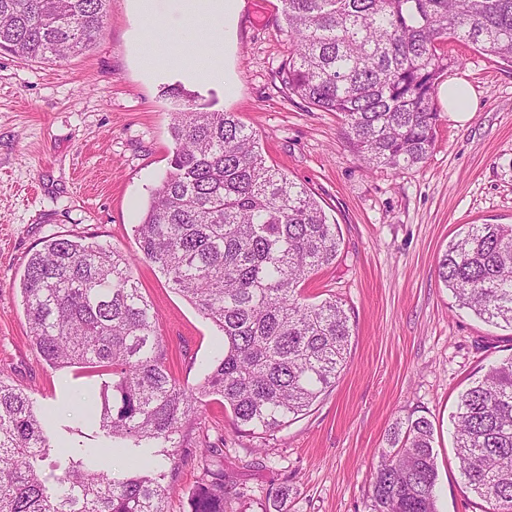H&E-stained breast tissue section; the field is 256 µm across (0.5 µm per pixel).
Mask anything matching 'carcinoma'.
<instances>
[{"mask_svg": "<svg viewBox=\"0 0 512 512\" xmlns=\"http://www.w3.org/2000/svg\"><path fill=\"white\" fill-rule=\"evenodd\" d=\"M107 0H0V51L49 60L87 51ZM293 50L280 74L296 96L341 117L357 159L401 169L434 149L433 95L451 59L471 44L512 64V0H283ZM172 113L170 169L134 235L143 258L222 332L195 387L166 365L153 305L121 252L87 237H52L20 283L43 361L99 369L100 404L85 415L94 448L62 447L33 399L0 379V512H167V465L184 424L208 398L239 431L278 432L329 391L347 364L350 317L341 302H308L301 284L340 245L306 188L266 165L256 134L233 112L199 104L182 85ZM458 306L512 329V225L469 224L437 262ZM466 488L487 512H512V355L459 395L453 417ZM433 425L395 423L373 474L371 512H438ZM136 462L112 470L114 450ZM189 512H226L237 495L222 449H201Z\"/></svg>", "mask_w": 512, "mask_h": 512, "instance_id": "obj_1", "label": "carcinoma"}]
</instances>
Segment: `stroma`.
Masks as SVG:
<instances>
[{"mask_svg": "<svg viewBox=\"0 0 512 512\" xmlns=\"http://www.w3.org/2000/svg\"><path fill=\"white\" fill-rule=\"evenodd\" d=\"M281 11V0H239L219 58L200 60L207 80L165 64L164 43L135 0H109L105 28L83 54L31 61L0 53V379L29 393L66 441L94 445L79 408L98 400L100 379L41 359L19 289L44 240L76 234L135 258L174 377L201 381L220 332L140 259L133 232L169 168L177 101L162 88L180 84L236 113L256 131L267 163L306 186L338 224L336 260L303 295H336L352 338L335 387L274 436L240 432L230 411L209 402L184 429L168 512H187L202 474L195 451L218 444L239 491L228 512H262L267 488L282 485V512H371L387 434L409 415L434 427L439 512H484L465 488L449 418L459 393L512 355V330L455 308L436 266L463 225L512 224V67L449 43L456 63L436 88L433 153L409 170L372 169L342 139L336 113L311 108L281 82L291 51ZM451 84L468 92L472 112L449 110Z\"/></svg>", "mask_w": 512, "mask_h": 512, "instance_id": "stroma-1", "label": "stroma"}]
</instances>
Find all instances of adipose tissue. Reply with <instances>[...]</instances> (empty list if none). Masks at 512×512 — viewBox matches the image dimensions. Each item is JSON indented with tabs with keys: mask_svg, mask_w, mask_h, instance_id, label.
I'll return each instance as SVG.
<instances>
[{
	"mask_svg": "<svg viewBox=\"0 0 512 512\" xmlns=\"http://www.w3.org/2000/svg\"><path fill=\"white\" fill-rule=\"evenodd\" d=\"M159 0H137L138 11L165 36L169 42L167 61L170 66L191 70L199 57L208 54V44L187 48L181 38V30L196 19H204L213 36H220L225 21L234 15L237 0H178L176 16L160 13Z\"/></svg>",
	"mask_w": 512,
	"mask_h": 512,
	"instance_id": "adipose-tissue-1",
	"label": "adipose tissue"
}]
</instances>
